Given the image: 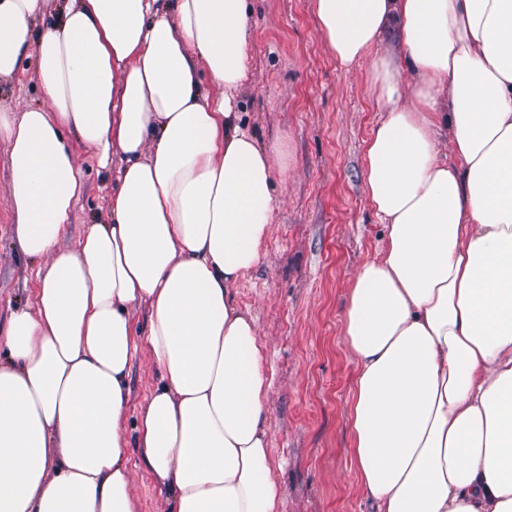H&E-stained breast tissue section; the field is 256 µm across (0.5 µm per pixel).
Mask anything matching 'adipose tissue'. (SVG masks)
Segmentation results:
<instances>
[{"mask_svg":"<svg viewBox=\"0 0 512 512\" xmlns=\"http://www.w3.org/2000/svg\"><path fill=\"white\" fill-rule=\"evenodd\" d=\"M44 3L0 0V80L35 52L47 101L0 113L16 242L40 261L0 337V512H135L131 443L171 512H278L262 345L231 294L261 259L282 161L236 108L248 2L67 0L40 25ZM314 6L380 112L364 190L387 237L343 323L359 487L374 512H512V0ZM67 131L116 170L107 223L73 250ZM142 350L158 381L130 441Z\"/></svg>","mask_w":512,"mask_h":512,"instance_id":"obj_1","label":"adipose tissue"}]
</instances>
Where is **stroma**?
Returning <instances> with one entry per match:
<instances>
[{
  "label": "stroma",
  "mask_w": 512,
  "mask_h": 512,
  "mask_svg": "<svg viewBox=\"0 0 512 512\" xmlns=\"http://www.w3.org/2000/svg\"><path fill=\"white\" fill-rule=\"evenodd\" d=\"M251 32L237 97L264 146L281 143L270 236L260 262L232 290L254 316L264 345L270 446L282 512H371L350 453L355 363L343 336L350 281L385 229L364 192V147L379 118L365 68L342 69L324 41L313 0H249ZM35 55L0 82V105L40 107ZM7 143L0 139V327L34 296L38 261L13 244ZM84 191L61 240L74 248L88 224L108 220L114 176L87 160ZM148 353L132 365L126 426L157 380Z\"/></svg>",
  "instance_id": "1"
}]
</instances>
